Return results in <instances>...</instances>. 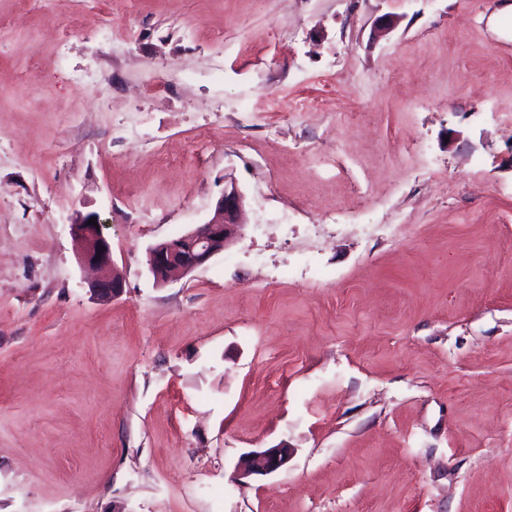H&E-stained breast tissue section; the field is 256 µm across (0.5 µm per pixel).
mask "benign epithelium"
<instances>
[{
	"label": "benign epithelium",
	"instance_id": "1",
	"mask_svg": "<svg viewBox=\"0 0 512 512\" xmlns=\"http://www.w3.org/2000/svg\"><path fill=\"white\" fill-rule=\"evenodd\" d=\"M243 196L236 184L224 186L210 220L190 230L151 246L148 250V269L154 282L164 285L177 281L208 262L215 254L241 236ZM92 215L78 213L71 221L78 260L98 273L91 288L100 300H109L122 292L123 282L114 270L112 247L104 235L105 223L95 218L97 224L89 223ZM290 449L273 447L253 451L243 456L238 465V476L269 475L288 463Z\"/></svg>",
	"mask_w": 512,
	"mask_h": 512
}]
</instances>
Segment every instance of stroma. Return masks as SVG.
Masks as SVG:
<instances>
[{
    "instance_id": "stroma-1",
    "label": "stroma",
    "mask_w": 512,
    "mask_h": 512,
    "mask_svg": "<svg viewBox=\"0 0 512 512\" xmlns=\"http://www.w3.org/2000/svg\"><path fill=\"white\" fill-rule=\"evenodd\" d=\"M0 512H512V0H0ZM243 196L226 185L210 220L189 232L151 246L148 269L157 285L177 281L208 262L241 236ZM92 217H95L97 225L88 224ZM105 225L98 215L81 213L76 214L70 224L80 264L98 273L91 291L100 300L112 299L123 289L122 279L114 270L111 244L103 232ZM290 448L273 447L261 451H253L243 456L237 471L240 478H248L252 475H269L288 463Z\"/></svg>"
}]
</instances>
